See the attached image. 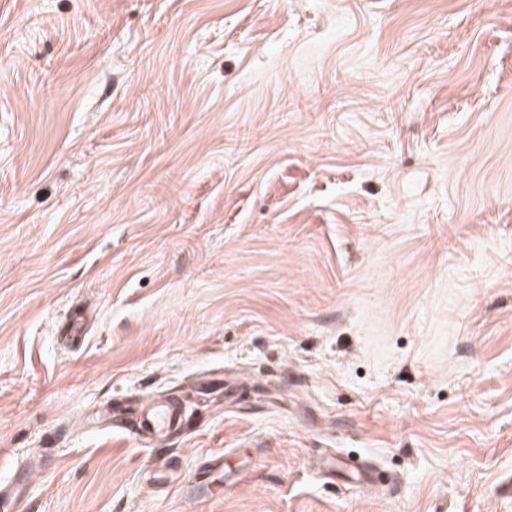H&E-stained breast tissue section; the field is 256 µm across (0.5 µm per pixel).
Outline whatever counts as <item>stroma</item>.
Here are the masks:
<instances>
[{"label": "stroma", "mask_w": 512, "mask_h": 512, "mask_svg": "<svg viewBox=\"0 0 512 512\" xmlns=\"http://www.w3.org/2000/svg\"><path fill=\"white\" fill-rule=\"evenodd\" d=\"M155 399L170 442L87 426ZM24 466L27 512H512V0H0Z\"/></svg>", "instance_id": "obj_1"}]
</instances>
